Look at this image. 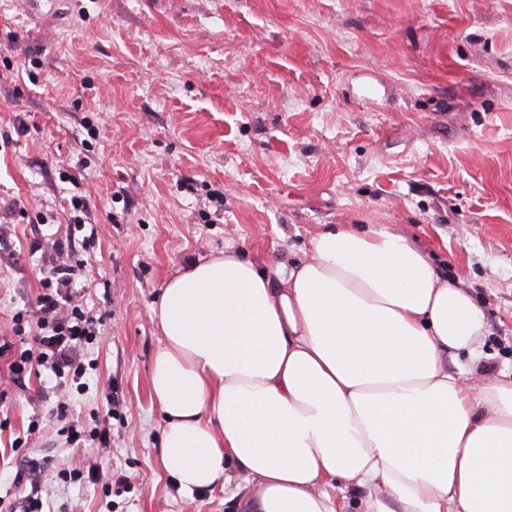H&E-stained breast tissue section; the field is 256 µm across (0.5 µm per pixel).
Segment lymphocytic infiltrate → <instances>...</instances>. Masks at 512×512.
Wrapping results in <instances>:
<instances>
[{
  "label": "lymphocytic infiltrate",
  "instance_id": "1",
  "mask_svg": "<svg viewBox=\"0 0 512 512\" xmlns=\"http://www.w3.org/2000/svg\"><path fill=\"white\" fill-rule=\"evenodd\" d=\"M82 223H74L66 237L55 239L47 248L51 273L41 283L42 291L36 298V334H28L24 326V313H16L12 332L21 340L30 341V348L12 354L11 342L0 343V356L11 355L9 370L14 382H22L34 367H41L57 378L83 377L84 361L79 353L94 340L102 321L76 299L73 283L76 267L72 260L76 233L85 231Z\"/></svg>",
  "mask_w": 512,
  "mask_h": 512
}]
</instances>
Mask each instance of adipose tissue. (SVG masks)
Here are the masks:
<instances>
[{
    "mask_svg": "<svg viewBox=\"0 0 512 512\" xmlns=\"http://www.w3.org/2000/svg\"><path fill=\"white\" fill-rule=\"evenodd\" d=\"M272 278L232 247L169 279L151 394L184 492L255 481L242 512H512V378L470 384L471 294L387 224L331 226Z\"/></svg>",
    "mask_w": 512,
    "mask_h": 512,
    "instance_id": "adipose-tissue-1",
    "label": "adipose tissue"
}]
</instances>
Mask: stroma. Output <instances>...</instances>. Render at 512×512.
Masks as SVG:
<instances>
[{"mask_svg":"<svg viewBox=\"0 0 512 512\" xmlns=\"http://www.w3.org/2000/svg\"><path fill=\"white\" fill-rule=\"evenodd\" d=\"M75 195L103 324L68 418L110 442L67 443L55 379L0 358V512L36 488L43 512H237L252 480L186 494L159 455L153 307L188 264L231 245L284 274L327 225H394L485 311L450 370L512 373V0H0V337Z\"/></svg>","mask_w":512,"mask_h":512,"instance_id":"1","label":"stroma"}]
</instances>
